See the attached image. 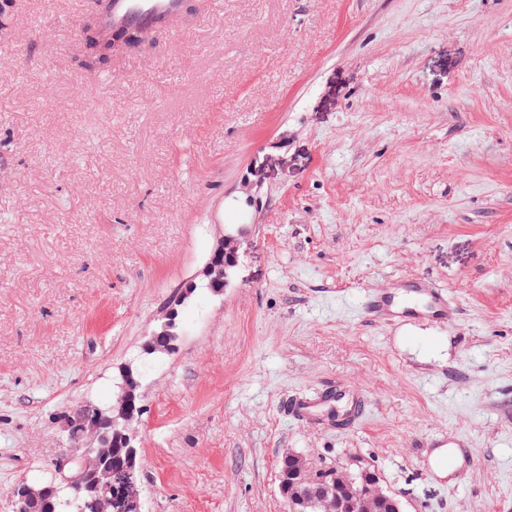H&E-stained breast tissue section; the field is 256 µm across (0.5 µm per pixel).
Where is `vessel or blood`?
Segmentation results:
<instances>
[{"label":"vessel or blood","instance_id":"b4317fda","mask_svg":"<svg viewBox=\"0 0 512 512\" xmlns=\"http://www.w3.org/2000/svg\"><path fill=\"white\" fill-rule=\"evenodd\" d=\"M188 9V0H96L94 11L99 25L112 31L132 24L166 29L182 19ZM413 292L419 301L418 313L439 316L451 307L447 293L425 284H415ZM365 309L370 316L380 319L392 318L397 312L393 298L384 292L370 295ZM364 408L361 393L339 384L313 398L287 401L284 411L290 419L301 423L341 429L357 421Z\"/></svg>","mask_w":512,"mask_h":512}]
</instances>
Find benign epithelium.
<instances>
[{"instance_id":"7a95c632","label":"benign epithelium","mask_w":512,"mask_h":512,"mask_svg":"<svg viewBox=\"0 0 512 512\" xmlns=\"http://www.w3.org/2000/svg\"><path fill=\"white\" fill-rule=\"evenodd\" d=\"M84 31L92 39L95 52L101 56L112 55L122 49L127 41L144 46L153 41L150 31L142 27H133L123 33L117 29L112 34V40H100L90 19L85 22ZM243 253L242 235H224L203 267V285L215 293L224 291ZM177 316L174 307L164 312L148 336L146 351L153 350V341L159 336H166L171 341L178 338ZM121 377L120 392L109 407L102 409L85 402L69 415L66 431L70 436L75 431L79 432L78 438L68 442L65 450L57 456L44 488L51 490L60 487L76 496L80 495L84 485L73 473L76 468L91 474L94 482L105 490L104 502L110 512H143L140 486L134 477L138 468L136 432L142 417L141 408L135 405L140 382L129 367L123 370ZM102 415L111 417L112 427L116 428L115 436L121 438L127 448L119 485L116 487L112 486V443L97 425V418ZM318 471L319 467L314 462L296 454L290 458L286 476L291 484L307 483ZM361 477V485L357 487L347 480H341L339 492L336 493V512H401L398 502L382 493L376 474L364 471ZM41 494L42 490L27 483L22 484L18 494L12 496L13 512H30V504L39 499Z\"/></svg>"}]
</instances>
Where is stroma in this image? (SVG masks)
<instances>
[{
	"label": "stroma",
	"instance_id": "stroma-1",
	"mask_svg": "<svg viewBox=\"0 0 512 512\" xmlns=\"http://www.w3.org/2000/svg\"><path fill=\"white\" fill-rule=\"evenodd\" d=\"M88 15L0 0V512L127 364L144 512H286V450L405 512H512V0H210L96 73ZM192 282L176 353L145 355ZM417 282L456 312L364 317ZM335 383L354 427L283 414ZM454 434L475 458L441 479L424 443ZM244 239L241 234H225L208 257L203 270V285L212 292L224 291L234 268L239 265L244 253ZM365 309L370 316L380 319H391L399 311L405 312V309H398L393 298L384 291L370 295L365 302Z\"/></svg>",
	"mask_w": 512,
	"mask_h": 512
}]
</instances>
